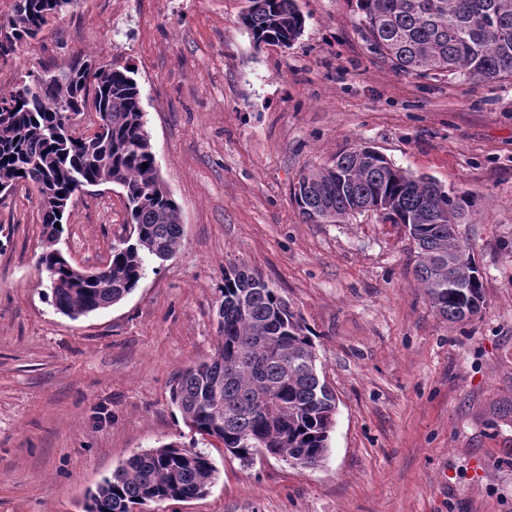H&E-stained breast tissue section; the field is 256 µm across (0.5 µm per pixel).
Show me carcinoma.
I'll return each mask as SVG.
<instances>
[{"label": "carcinoma", "instance_id": "obj_1", "mask_svg": "<svg viewBox=\"0 0 512 512\" xmlns=\"http://www.w3.org/2000/svg\"><path fill=\"white\" fill-rule=\"evenodd\" d=\"M74 0H15L0 48L33 40ZM242 17L253 43L296 40L304 20L296 0H252ZM370 49L418 77H512V0H357ZM22 81L0 96V186L23 182L38 195L46 245L38 258L52 305L72 318L130 294L184 234L179 208L164 189L146 129L140 90L129 70L77 61L35 95ZM93 104L97 121L78 138L48 139ZM147 167H142V164ZM24 174H18V171ZM113 183L125 192L135 237L112 247L105 273L90 278L54 249L79 187ZM293 199L305 221L337 223L373 205L403 224L417 245L416 273L432 307L450 322L483 304L480 274L453 224L463 197L414 177L369 149L336 156L330 167L300 174ZM217 353L186 369L171 403L200 439L215 438L244 466L264 452L322 462L336 397L320 378L310 330L278 291L236 266L219 289ZM217 468L209 454L172 442L137 453L89 492L85 512H141L151 503L205 495Z\"/></svg>", "mask_w": 512, "mask_h": 512}]
</instances>
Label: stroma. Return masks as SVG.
I'll use <instances>...</instances> for the list:
<instances>
[{
  "instance_id": "1",
  "label": "stroma",
  "mask_w": 512,
  "mask_h": 512,
  "mask_svg": "<svg viewBox=\"0 0 512 512\" xmlns=\"http://www.w3.org/2000/svg\"><path fill=\"white\" fill-rule=\"evenodd\" d=\"M249 0H75L0 53V95L74 60L129 68L177 252L122 301L78 319L44 300L34 190L0 193V512H83L136 452L192 434L177 376L214 355L224 272L259 274L312 333L336 394L329 453L249 466L199 441L218 474L150 512H512V78H419L372 53L357 0H297L290 46L254 47ZM362 146L467 195L457 226L484 303L451 323L430 305L407 229L378 211L306 222L300 174ZM121 187L75 193L57 244L82 269L126 236Z\"/></svg>"
}]
</instances>
